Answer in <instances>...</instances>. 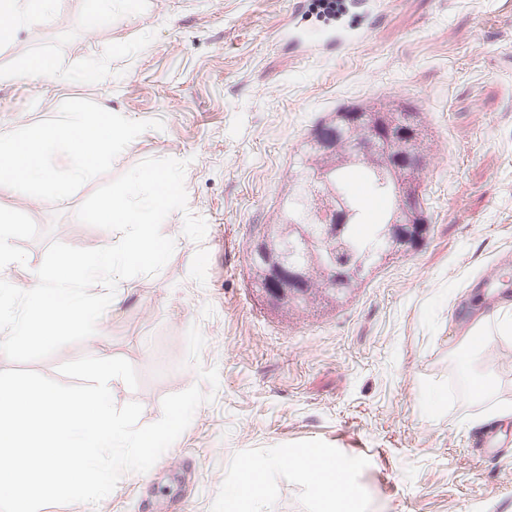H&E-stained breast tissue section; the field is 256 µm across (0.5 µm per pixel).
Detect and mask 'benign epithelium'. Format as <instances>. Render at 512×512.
<instances>
[{
  "label": "benign epithelium",
  "instance_id": "benign-epithelium-1",
  "mask_svg": "<svg viewBox=\"0 0 512 512\" xmlns=\"http://www.w3.org/2000/svg\"><path fill=\"white\" fill-rule=\"evenodd\" d=\"M332 125L348 130L350 135L358 133L360 137L353 142L350 153L338 156L330 136L323 128H318L309 140V145L316 151L313 158L318 171L334 169L359 156L369 158L374 164L399 175L403 221L390 224L385 229L388 253L391 254L414 236L413 225L418 223L414 176L427 165V156L421 147L416 112L410 107L398 105L391 109L379 108L370 114L362 106L351 105L333 115ZM315 214L324 238H334L340 234L344 214L329 204L321 193L316 195ZM288 237L296 239L305 248L310 263H318L319 255L303 224H276L248 246L249 259L259 276L260 292L269 305L277 309L300 308L309 293L307 267L288 262V253L284 248ZM329 271L332 272L335 288L326 296V300L334 301L356 273L332 267Z\"/></svg>",
  "mask_w": 512,
  "mask_h": 512
}]
</instances>
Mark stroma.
<instances>
[{
    "instance_id": "stroma-1",
    "label": "stroma",
    "mask_w": 512,
    "mask_h": 512,
    "mask_svg": "<svg viewBox=\"0 0 512 512\" xmlns=\"http://www.w3.org/2000/svg\"><path fill=\"white\" fill-rule=\"evenodd\" d=\"M385 20L340 55L289 54L278 32L294 0H59L45 19L16 16L0 45V132L66 122L107 108L130 131L80 178L67 145L46 152L56 191L0 194L20 260L0 270L28 289L51 242L112 245L117 232L80 222L101 185L147 158L186 161L187 209L163 235L174 252L154 275L120 281V304L94 335L32 362L105 354L129 361L137 389L112 383L116 405L139 402L158 421L165 396L210 394L187 429L144 473H124L91 505L42 512H224L240 460L320 448L358 492V512H512V419L483 450L475 420L512 403V338L488 336L469 355L459 309L495 307L482 287L512 292V0H384ZM52 60L57 76L23 72ZM406 100L429 139L422 174L432 223L418 251L372 269L342 302L275 310L254 288L247 247L278 221L290 168L314 125L350 104ZM207 223L202 241L184 216ZM490 376L493 400L469 397ZM470 427H463V420ZM269 512H319L309 485L272 467Z\"/></svg>"
}]
</instances>
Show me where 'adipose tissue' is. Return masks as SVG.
I'll use <instances>...</instances> for the list:
<instances>
[{"mask_svg":"<svg viewBox=\"0 0 512 512\" xmlns=\"http://www.w3.org/2000/svg\"><path fill=\"white\" fill-rule=\"evenodd\" d=\"M122 120L103 111L87 118L74 114L63 125L31 128L19 136L0 135V192L21 185L58 186L59 181L45 168L43 158L55 143L66 142L76 160L75 175L86 173L105 154L125 140ZM275 466L303 478L322 505L321 512H355L357 493L342 465L319 448L275 459ZM268 465L245 460L238 466L239 479L224 499V512H262L264 477Z\"/></svg>","mask_w":512,"mask_h":512,"instance_id":"adipose-tissue-1","label":"adipose tissue"}]
</instances>
